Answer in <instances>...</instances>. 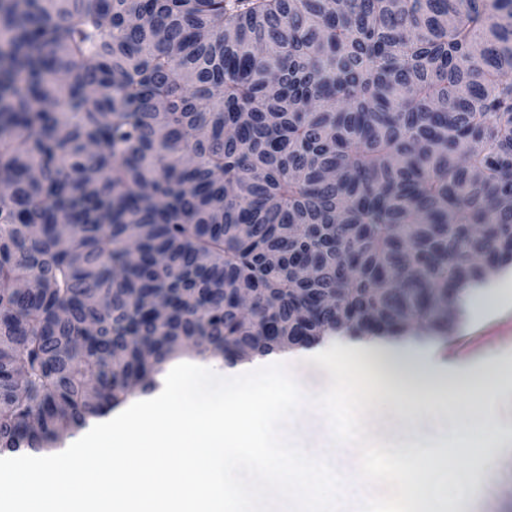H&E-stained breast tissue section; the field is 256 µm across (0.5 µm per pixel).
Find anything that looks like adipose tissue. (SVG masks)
Here are the masks:
<instances>
[{
    "mask_svg": "<svg viewBox=\"0 0 512 512\" xmlns=\"http://www.w3.org/2000/svg\"><path fill=\"white\" fill-rule=\"evenodd\" d=\"M339 354L353 363L375 367L386 379L405 390L419 384L427 373L423 350L409 346L394 350L377 345L339 344L331 338L314 352L315 358L326 360L335 359Z\"/></svg>",
    "mask_w": 512,
    "mask_h": 512,
    "instance_id": "adipose-tissue-1",
    "label": "adipose tissue"
}]
</instances>
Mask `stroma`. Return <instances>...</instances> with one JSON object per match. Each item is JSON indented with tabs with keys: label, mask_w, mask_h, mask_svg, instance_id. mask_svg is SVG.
I'll list each match as a JSON object with an SVG mask.
<instances>
[{
	"label": "stroma",
	"mask_w": 512,
	"mask_h": 512,
	"mask_svg": "<svg viewBox=\"0 0 512 512\" xmlns=\"http://www.w3.org/2000/svg\"><path fill=\"white\" fill-rule=\"evenodd\" d=\"M429 366L452 386L476 377L487 385L443 400L434 387L409 395L374 380L365 422L369 437L387 447L413 437L432 453L436 473L447 475L455 487L449 504H434V512H512V273L477 296L465 327L430 346ZM488 419L494 424L488 447L458 448L466 422ZM289 435L307 450L328 455L345 478L354 477L355 449L331 448L329 427L318 410L304 408Z\"/></svg>",
	"instance_id": "obj_1"
}]
</instances>
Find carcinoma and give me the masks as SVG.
<instances>
[{"label":"carcinoma","instance_id":"obj_1","mask_svg":"<svg viewBox=\"0 0 512 512\" xmlns=\"http://www.w3.org/2000/svg\"><path fill=\"white\" fill-rule=\"evenodd\" d=\"M511 270L512 0H0L1 456Z\"/></svg>","mask_w":512,"mask_h":512}]
</instances>
